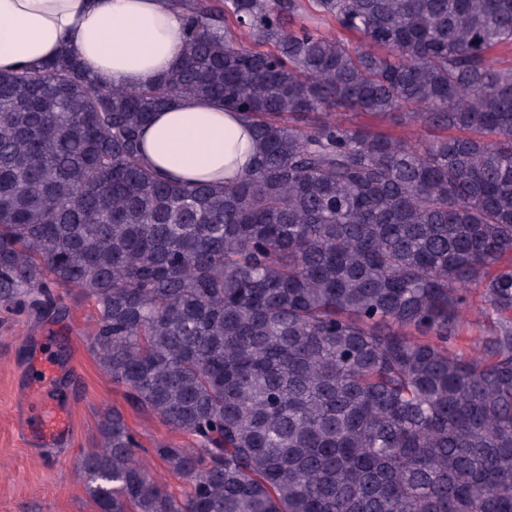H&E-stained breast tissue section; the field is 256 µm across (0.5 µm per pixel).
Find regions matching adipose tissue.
I'll list each match as a JSON object with an SVG mask.
<instances>
[{
    "label": "adipose tissue",
    "instance_id": "1",
    "mask_svg": "<svg viewBox=\"0 0 512 512\" xmlns=\"http://www.w3.org/2000/svg\"><path fill=\"white\" fill-rule=\"evenodd\" d=\"M184 40L170 0H0V71L69 49L106 81L136 86L168 71ZM144 153L158 171L221 183L243 174L255 145L238 112L196 98L153 115Z\"/></svg>",
    "mask_w": 512,
    "mask_h": 512
}]
</instances>
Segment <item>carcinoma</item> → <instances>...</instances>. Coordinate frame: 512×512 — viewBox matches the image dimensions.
I'll return each instance as SVG.
<instances>
[{
    "instance_id": "carcinoma-1",
    "label": "carcinoma",
    "mask_w": 512,
    "mask_h": 512,
    "mask_svg": "<svg viewBox=\"0 0 512 512\" xmlns=\"http://www.w3.org/2000/svg\"><path fill=\"white\" fill-rule=\"evenodd\" d=\"M172 2L138 86L69 51L0 73V304L93 302L102 372L186 437L154 448L176 496L105 411L95 512H512V0ZM187 97L252 126L237 181L145 162Z\"/></svg>"
}]
</instances>
